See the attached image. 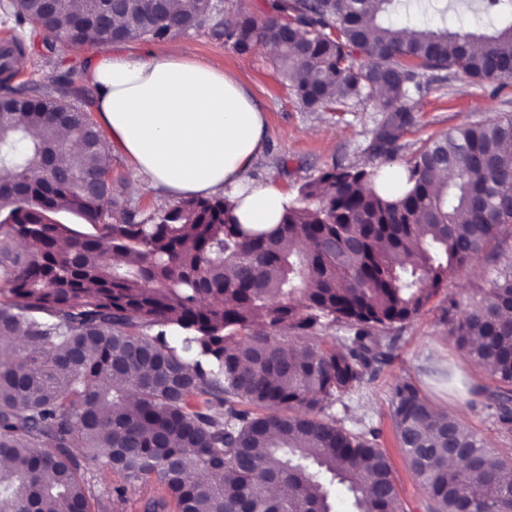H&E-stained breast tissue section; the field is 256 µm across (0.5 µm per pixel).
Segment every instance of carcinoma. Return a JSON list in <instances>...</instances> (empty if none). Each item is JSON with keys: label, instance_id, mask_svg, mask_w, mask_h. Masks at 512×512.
Returning a JSON list of instances; mask_svg holds the SVG:
<instances>
[{"label": "carcinoma", "instance_id": "carcinoma-1", "mask_svg": "<svg viewBox=\"0 0 512 512\" xmlns=\"http://www.w3.org/2000/svg\"><path fill=\"white\" fill-rule=\"evenodd\" d=\"M125 4L109 17L105 0L0 3L15 18L0 85L24 54V24L98 48L208 25L240 54L275 44L281 83L308 111L373 102L374 150L388 156L432 73L512 76V0H479L486 17L509 18L493 36L427 27L409 40L390 19L410 17L403 0H266L259 18L228 17L216 0ZM101 138L62 89L0 112V237L21 240L0 250V512H108L124 487L94 493L91 466L161 487L145 512H335L338 484L352 512H393L377 435L329 410L387 356L381 330L416 317L512 228V116L427 140L400 194L336 166L303 183L269 232L234 223L224 196L128 207ZM506 310L512 263L450 335L503 384L482 405L510 432ZM336 324L349 332L338 344L299 341ZM391 412L432 512H457L466 491L474 512H512V456L411 381L393 388ZM454 450L467 462L448 465Z\"/></svg>", "mask_w": 512, "mask_h": 512}]
</instances>
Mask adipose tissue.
I'll list each match as a JSON object with an SVG mask.
<instances>
[{
  "label": "adipose tissue",
  "instance_id": "adipose-tissue-1",
  "mask_svg": "<svg viewBox=\"0 0 512 512\" xmlns=\"http://www.w3.org/2000/svg\"><path fill=\"white\" fill-rule=\"evenodd\" d=\"M104 153L118 150L163 199L221 194L236 204V223L268 230L288 202L277 171L263 184L245 173L261 151L265 116L223 67L197 59L192 47L157 61L109 50L89 66Z\"/></svg>",
  "mask_w": 512,
  "mask_h": 512
}]
</instances>
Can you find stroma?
Returning a JSON list of instances; mask_svg holds the SVG:
<instances>
[{
  "mask_svg": "<svg viewBox=\"0 0 512 512\" xmlns=\"http://www.w3.org/2000/svg\"><path fill=\"white\" fill-rule=\"evenodd\" d=\"M454 10L447 18L434 12L416 15L415 25L435 28L448 25L461 33H494L502 20H487L473 12L470 0H452ZM26 51L15 68L11 87L24 96H38L51 76H70L74 102L94 99L95 92L85 73L96 51L76 52L72 46L46 48L38 31L23 27ZM192 45L201 61L219 65L233 73L263 110L266 118L265 144L253 159L246 175L262 183L268 171H277L280 186L296 197L299 186L336 166L357 165L376 172L386 165L406 167L424 142L449 129L472 125L503 114L512 115V77L475 79L464 73L448 74L445 81L432 84L420 98L412 126L402 130L390 159L377 157L370 144L380 118L373 103H364L331 112H307L289 89L282 86L274 70L271 54L263 47L240 54L233 42L202 29L174 35L162 42H127L130 50L148 49L151 56L164 58L182 46ZM112 178L123 185V197L130 205L149 212L156 208L155 187L141 179L121 152L112 154ZM512 258V234L501 237L495 251L486 252L460 266L419 315L395 325L392 356L373 364L360 390L348 406H335L337 418L347 428L379 431V442L388 454L399 491L400 512H430L429 499L417 478L408 469L395 440L390 399L393 387L413 381L435 407L455 414L475 434L499 453L512 456V433L505 432L497 417L473 401V391L495 390L497 381L484 366L471 361L457 349L449 329L475 301L491 288L503 261ZM87 479L94 491L108 486H124L123 495L113 496L110 512H145L146 500L157 493L156 485L123 482L112 474L90 469Z\"/></svg>",
  "mask_w": 512,
  "mask_h": 512,
  "instance_id": "obj_1",
  "label": "stroma"
}]
</instances>
